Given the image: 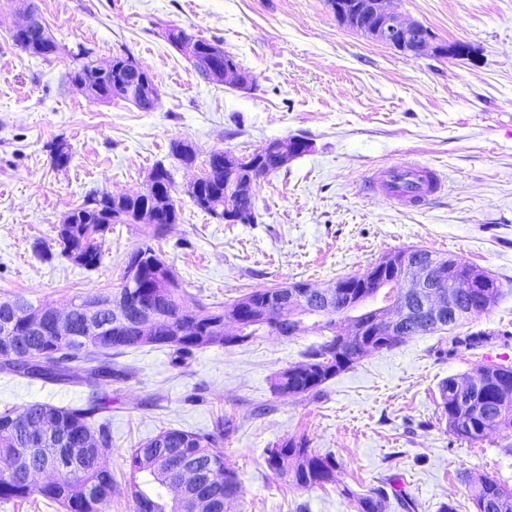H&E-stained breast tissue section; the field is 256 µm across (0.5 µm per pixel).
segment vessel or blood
I'll list each match as a JSON object with an SVG mask.
<instances>
[{"label": "vessel or blood", "mask_w": 512, "mask_h": 512, "mask_svg": "<svg viewBox=\"0 0 512 512\" xmlns=\"http://www.w3.org/2000/svg\"><path fill=\"white\" fill-rule=\"evenodd\" d=\"M370 185L394 206L417 210L439 195L446 183L433 166L405 160L378 167Z\"/></svg>", "instance_id": "b4317fda"}]
</instances>
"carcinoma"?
Masks as SVG:
<instances>
[{"instance_id": "carcinoma-1", "label": "carcinoma", "mask_w": 512, "mask_h": 512, "mask_svg": "<svg viewBox=\"0 0 512 512\" xmlns=\"http://www.w3.org/2000/svg\"><path fill=\"white\" fill-rule=\"evenodd\" d=\"M167 39L175 47L188 43L193 46L194 56L205 59L217 44L194 39L183 29L168 30ZM13 42L26 52L43 58L55 54L57 43L48 34L41 16L34 17L33 24L25 31L12 34ZM83 58L80 68L69 74L70 82L77 88L85 87L83 94L92 102H110L114 98L126 99L122 88L127 72V60L114 56L100 64L91 52L81 49ZM194 205L217 219H224V167L217 163L199 182L198 190L190 194ZM146 198H129L121 193H90L83 203L73 209L69 235L58 239L62 254L74 263L86 258L82 266L94 268L100 261L96 235L105 232L113 224H133L139 207ZM179 220L175 202L165 213L164 223L150 227L152 237H160L166 225ZM456 259L448 258V284L458 275L471 272L482 278H490L483 269L466 261L455 267ZM341 281L350 287L341 293L338 306L330 314L305 296V283H291L293 301L288 307V318L293 323L314 317L312 327L328 332L324 341L309 346L303 353V361L283 369L272 377L271 387L281 396L296 397L320 392V387L350 368L366 353L373 350L391 349L403 341L401 336L380 337L375 335L372 319L377 311L351 315L362 305L376 298V289L362 285L353 277ZM271 288L254 290L220 309L200 305L194 313H180L182 288L172 268L160 264L156 270H148L136 293L146 297L156 296L165 301L167 319L159 323L157 336L149 342L130 333L126 326H112L111 335L95 336L93 345L99 350H81V345L65 341L46 329H31L27 325L26 312L35 308L27 299L17 297L0 300V349L14 347V357L0 361V372L50 385H85L91 389L88 401L81 405L58 407L35 402L22 410L0 411V459L16 461L24 459V470L50 466L55 476L41 484L27 480L26 475L0 468V502L43 500L59 505L63 512H105L112 498V467L106 455L112 446V434L108 425L99 421L109 409L111 399L103 394L104 387L112 378L129 376V370L118 364L117 358L125 349L146 344L167 346L183 359L196 350L242 343L261 331L290 336L289 327L274 322L269 310L268 296ZM501 288H482L477 295L457 307L460 319L449 321L432 329L428 324H417L423 332L452 331L465 322L481 316L497 303ZM243 325L233 336H215L213 332L224 327L229 319L238 318L240 310ZM352 322L365 326L356 340L346 342L345 324ZM84 365V375L73 373V364ZM483 382L476 387H459L467 374L444 379L440 386L441 417L448 430L462 440H478L496 430H512V367H483ZM51 411L61 428L66 430L70 441L78 442L86 434L96 437L99 448L79 458H72L68 448L47 439L38 454L27 456L26 435L29 420ZM230 431L227 421H218L212 433L189 432L168 429L147 439L128 454L130 492L136 504V512H224V499L236 494L238 479L234 471L224 465V448L220 440ZM268 468L291 478L301 488H311L336 481V458L330 454H317L309 449L304 437L289 438L274 448L265 450ZM190 460L203 470L204 483L198 488H186L179 499L167 495L168 487L179 485L172 473L177 461ZM476 512H512V491L496 480L484 475H472L468 479ZM386 488L379 486L356 496L357 512H382L388 499Z\"/></svg>"}]
</instances>
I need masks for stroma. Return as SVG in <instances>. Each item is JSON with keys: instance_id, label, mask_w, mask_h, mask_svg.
<instances>
[{"instance_id": "1", "label": "stroma", "mask_w": 512, "mask_h": 512, "mask_svg": "<svg viewBox=\"0 0 512 512\" xmlns=\"http://www.w3.org/2000/svg\"><path fill=\"white\" fill-rule=\"evenodd\" d=\"M36 6L59 45L43 59L11 34ZM436 44H469L467 57L406 55L339 24L327 0H0V300L66 307L73 297L117 290L130 252L152 243L173 268L187 304L215 306L248 292L302 281L327 288L384 256L420 247L485 269L502 287L497 304L466 325L486 336L453 349L450 334H420L369 352L316 394H274L271 379L320 342L317 330L263 334L213 346L175 365L170 348H131L113 380L108 413L112 501L134 512L126 458L175 428L212 432L232 422L224 461L238 478L224 512H356L354 495L387 481L416 504L475 512L467 475L512 490V431L475 441L449 433L439 383L512 355V0H390ZM215 42L253 83L202 80L167 39L169 28ZM105 62L130 53L156 79L153 111L90 102L67 73L79 48ZM302 136L305 153L264 178L256 221L227 224L185 193L193 171L171 154L191 142L198 163L215 150L248 156L269 141ZM72 148L67 168L50 143ZM412 158L437 168L448 189L418 210L390 205L365 186L369 169ZM174 176L180 220L149 239L141 224H115L88 270L55 245L65 214L90 192L137 193L156 164ZM86 386H51L0 373V410L32 402L84 403ZM307 438L335 456L334 483L297 487L271 471L265 449Z\"/></svg>"}]
</instances>
